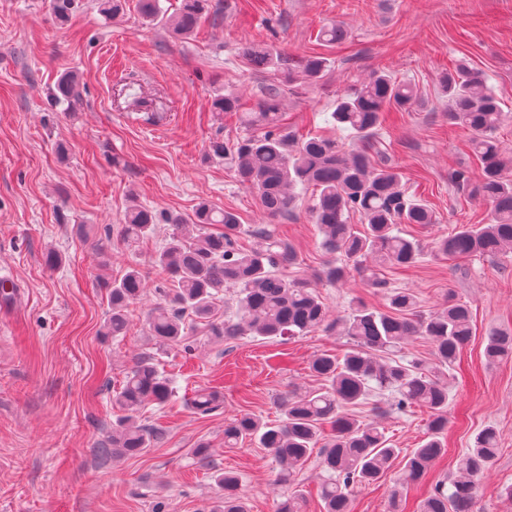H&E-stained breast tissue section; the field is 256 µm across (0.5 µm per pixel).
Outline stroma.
<instances>
[{"label":"stroma","mask_w":512,"mask_h":512,"mask_svg":"<svg viewBox=\"0 0 512 512\" xmlns=\"http://www.w3.org/2000/svg\"><path fill=\"white\" fill-rule=\"evenodd\" d=\"M213 8L188 37L146 23L137 0L110 19L99 0H75L59 22L51 0H0V512H208L216 495L213 472L193 450L210 446L220 468L237 473L250 512H276L288 493L275 459L256 443L224 445V424L250 413L268 422L294 390H315L314 355L343 356L345 337L316 330L302 336H244L225 341L194 331L191 353H158L146 314L166 278L153 258L171 227L156 224L136 250L113 239L107 263L94 244L119 231L130 203L192 219L199 202L238 214L239 242L250 246L253 225L268 227L297 254L292 276L315 281L332 317L353 305L382 308L383 292L347 270L336 282L321 278L328 259L322 236L300 200L288 214H265L232 169L210 150L254 135L244 122L265 86L282 85V127L295 137L340 133L327 116L338 95L374 72L415 85L425 106L382 116L377 147L402 174L410 194L434 211L432 224L405 225L426 254L384 276L410 289L421 313L442 308L449 294L470 304L474 334L445 377L448 422L445 454L405 487L400 512H419L435 484L448 480L474 436L496 429L501 451L481 480L477 512H512V359L487 362L491 331L512 333V255L490 262L448 260L432 251L436 239L459 224L482 223L486 208L455 190L457 169L478 177L481 166L469 130L449 124L439 75L459 58L487 72L507 115L499 129L512 148V0H212ZM339 23L347 39L330 45L319 30ZM276 48L281 71L259 72L242 51ZM320 56L328 66L315 82L295 73L300 59ZM66 74L82 100L74 111L54 104ZM231 92L237 112H217L214 100ZM63 257L46 262L48 251ZM138 266L145 291L127 311L131 329L104 335L108 285ZM156 357L175 383L173 399L150 408L146 421L163 429L164 442L146 454L100 462L98 443L117 411L112 387L139 357ZM211 387L221 410L202 416L188 404L193 391ZM378 418L394 447L410 452L425 439L426 408L375 416L372 405L353 407ZM398 478L390 472L351 492V512H390Z\"/></svg>","instance_id":"obj_1"}]
</instances>
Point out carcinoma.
<instances>
[{"label": "carcinoma", "mask_w": 512, "mask_h": 512, "mask_svg": "<svg viewBox=\"0 0 512 512\" xmlns=\"http://www.w3.org/2000/svg\"><path fill=\"white\" fill-rule=\"evenodd\" d=\"M212 8L211 0H182L175 18L164 16L159 0H139L142 18L166 25L177 36L193 33L199 20ZM249 65L277 68L280 53L271 48H250L243 52ZM300 72L316 80L326 68V60L308 57ZM448 97V123L473 133V152L481 163V175L474 180L466 170H456L450 182L457 189L482 198L489 211L483 224H461L434 246L438 255L450 259L472 256L497 257L512 254V151L497 136L503 112L489 75L463 60L442 73L439 79ZM282 89L266 86L248 123L264 131L232 145L215 143L212 152L224 156L237 181L258 198L270 216L287 214L299 199L297 188H312L309 212L319 225L322 246L364 273L368 285L385 290L387 310L357 305L340 319H328L315 284L288 275L296 264L293 248L258 228L252 247L236 244L240 230L238 216L206 202L198 205L196 224H221L220 234L187 236L185 219L167 214L163 221L172 227L168 239L157 252L155 263L169 274V286L159 287L162 303L153 307L147 323L155 344L162 350L192 352L185 319L194 317L205 333L217 338L236 336H300L312 330L345 336L352 348L342 358L328 354L314 357L311 373L325 381V387L288 396L283 401L278 423L242 414L224 426V447L234 448L250 440L270 452L281 467L282 479L292 484L301 468L316 457L327 479L321 486L325 512H350L353 487L369 484L388 474L395 463L402 464L399 482L391 493L392 508L398 507L401 484L416 481L428 465L442 455L439 434L447 423L448 383L429 375L419 360H405L388 353L401 350L412 336L427 339L438 365H452L471 339L472 316L469 305L454 295L448 305L423 316L417 314V297L403 288H391L374 269L363 265L370 259L377 267L408 266L423 255L422 245L403 236V224H433L429 206L409 194L401 173L366 152H355L336 140L310 137L298 141L283 133L279 107ZM81 99L79 84L70 75L61 77L54 102L74 105ZM421 105L417 91L407 81L375 72L336 99L331 122L348 132L352 143H369L380 126L381 113L389 109L411 111ZM359 214L366 230H354L349 218ZM153 211L131 205L120 231L122 242L134 248L154 230ZM239 288L236 320L216 317L215 302L224 295V286ZM143 276L136 266L112 284L111 313L104 334L118 338L126 334L127 306L143 292ZM484 354L488 361L512 357V333L492 332L486 336ZM173 393V380L162 374L153 357L144 356L127 372L113 390V403L122 411L112 429L97 448L102 460L144 454L163 437V431L141 419L148 405L164 404ZM390 394L389 406L404 413L414 405L426 407L431 420L428 436L403 455L377 425L348 413L349 408ZM201 414L222 408L216 391L197 390L188 400ZM330 425L331 434L323 435ZM499 453V439L492 427H485L457 461V475L449 483L435 485L423 500L420 512H475L480 480ZM200 463L215 470L218 489L210 512H247L239 493V479L231 471L215 468L209 445L194 449Z\"/></svg>", "instance_id": "carcinoma-1"}]
</instances>
